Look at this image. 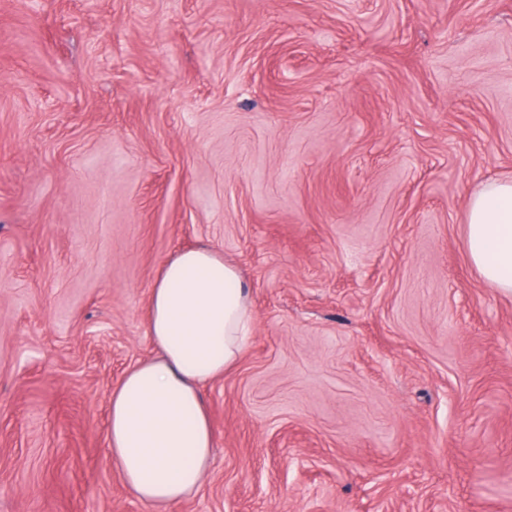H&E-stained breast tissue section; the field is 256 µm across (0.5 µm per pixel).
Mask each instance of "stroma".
<instances>
[{
    "label": "stroma",
    "mask_w": 512,
    "mask_h": 512,
    "mask_svg": "<svg viewBox=\"0 0 512 512\" xmlns=\"http://www.w3.org/2000/svg\"><path fill=\"white\" fill-rule=\"evenodd\" d=\"M512 0H0V512H150L109 463L162 264L250 287L172 512H512ZM465 246L484 280L512 293V181L489 180L473 193Z\"/></svg>",
    "instance_id": "obj_1"
}]
</instances>
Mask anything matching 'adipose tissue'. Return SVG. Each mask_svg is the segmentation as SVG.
Instances as JSON below:
<instances>
[{
    "label": "adipose tissue",
    "instance_id": "obj_1",
    "mask_svg": "<svg viewBox=\"0 0 512 512\" xmlns=\"http://www.w3.org/2000/svg\"><path fill=\"white\" fill-rule=\"evenodd\" d=\"M465 246L484 280L512 293V181L473 193ZM251 315L242 274L212 249L179 252L162 266L148 318L155 354L113 390L108 422L109 462L153 512L190 497L212 464L202 390L240 357Z\"/></svg>",
    "mask_w": 512,
    "mask_h": 512
}]
</instances>
